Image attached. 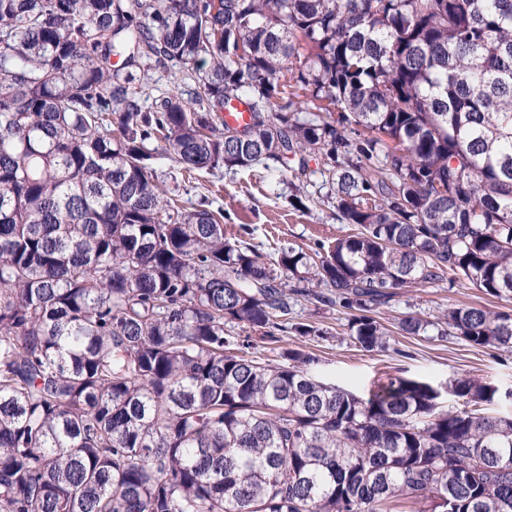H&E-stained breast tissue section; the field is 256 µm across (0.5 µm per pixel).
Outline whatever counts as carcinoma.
<instances>
[{
  "mask_svg": "<svg viewBox=\"0 0 512 512\" xmlns=\"http://www.w3.org/2000/svg\"><path fill=\"white\" fill-rule=\"evenodd\" d=\"M153 63L189 97L144 107ZM315 153L355 232L273 259L204 203L175 215L153 166L300 178ZM461 279L512 297V0H0V512H512L490 385L362 398L226 332L326 338L305 300L367 352L511 350L483 305L381 322Z\"/></svg>",
  "mask_w": 512,
  "mask_h": 512,
  "instance_id": "cac0c4a2",
  "label": "carcinoma"
}]
</instances>
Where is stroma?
Here are the masks:
<instances>
[{
    "mask_svg": "<svg viewBox=\"0 0 512 512\" xmlns=\"http://www.w3.org/2000/svg\"><path fill=\"white\" fill-rule=\"evenodd\" d=\"M154 165L180 213L208 201L210 209L223 212L227 235H244L263 255H272L276 247L290 242L308 247L351 231L349 225L337 222L334 208L322 200L327 187L319 173V159L310 161L303 180L310 198L304 212L294 210L290 204L296 180L289 172L268 170L258 164L248 169L221 167L190 174L168 156L156 157ZM460 303L490 306L512 314V298L492 299L469 284L445 281L434 287L398 289L382 322L394 326L407 313L433 320L449 305ZM296 313L301 319L328 329L329 338L303 343L288 334L275 342L258 340L254 346L259 359L272 357L281 347L300 346L317 356V363L310 367L316 377L357 396H368L375 385L387 378L403 377L429 383L439 391L441 406L448 409L458 405L448 389L450 382L461 376L474 377L497 390L489 412L512 416V352L476 349L452 337L429 340L420 336L401 339L395 351L366 352L351 341L342 309H319L304 301Z\"/></svg>",
    "mask_w": 512,
    "mask_h": 512,
    "instance_id": "stroma-1",
    "label": "stroma"
}]
</instances>
